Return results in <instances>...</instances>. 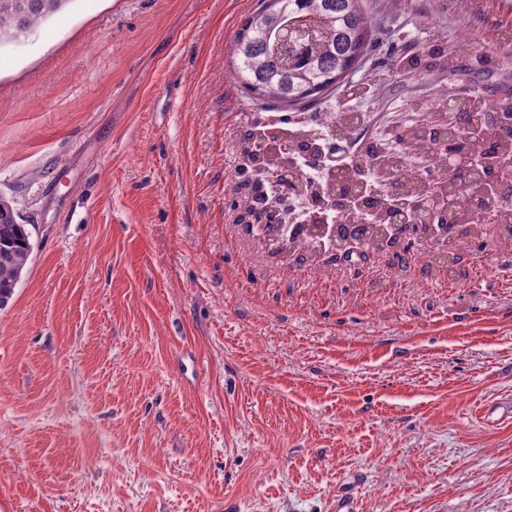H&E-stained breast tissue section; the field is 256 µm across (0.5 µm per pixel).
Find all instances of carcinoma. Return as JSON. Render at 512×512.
Returning a JSON list of instances; mask_svg holds the SVG:
<instances>
[{
    "label": "carcinoma",
    "mask_w": 512,
    "mask_h": 512,
    "mask_svg": "<svg viewBox=\"0 0 512 512\" xmlns=\"http://www.w3.org/2000/svg\"><path fill=\"white\" fill-rule=\"evenodd\" d=\"M71 0H0V33L15 32L26 37L42 21L60 13ZM361 0H262L261 8L248 16L237 31L230 47L236 77L249 96L259 105L292 108L311 103L334 89L358 65L375 41L372 19L360 6ZM472 51L467 41L440 46H428L415 55L396 57L395 68L400 72L423 69L425 57L432 56L433 66L451 69L457 57ZM336 138H349L363 123L353 112L329 115ZM281 139L288 144V153L295 156L311 152L320 138L312 129L285 123ZM481 141L494 145L496 157L512 156V134L506 126L483 127ZM244 185L257 178L256 161L274 165L277 157L268 151L265 133L255 124L239 142ZM408 152L426 162V173L391 167L393 184L410 185L416 190L448 173V154L441 143L429 141L413 146ZM333 176L325 173L318 183L309 180L297 165H292L289 179L281 182L285 192L307 196L311 206L326 199V190ZM448 233L457 239L478 240L483 223L473 209L474 187L448 181ZM499 226L512 235V183H503L499 192ZM439 227L430 210H415L402 224H390L374 219L369 224L351 225V237L362 241L363 249L377 254L391 253L404 260L416 247L424 249L430 263L448 260L433 228ZM282 261L287 264L314 263V238L309 224L297 225L288 237ZM32 253L30 234L19 223L12 204L0 199V309L8 306Z\"/></svg>",
    "instance_id": "obj_1"
}]
</instances>
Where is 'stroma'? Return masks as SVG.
<instances>
[{
  "label": "stroma",
  "instance_id": "35a3bbf8",
  "mask_svg": "<svg viewBox=\"0 0 512 512\" xmlns=\"http://www.w3.org/2000/svg\"><path fill=\"white\" fill-rule=\"evenodd\" d=\"M374 47L303 111L405 132L412 104L512 108L499 0H362ZM260 0H71L0 47V197L33 252L0 310V490L16 512H512V236L456 273L283 265L240 221L226 48ZM465 38L452 70L397 54ZM374 83L379 98L352 95ZM364 481V474H357L351 482L341 484L336 488L333 499L334 512H357L352 487L360 485Z\"/></svg>",
  "mask_w": 512,
  "mask_h": 512
}]
</instances>
